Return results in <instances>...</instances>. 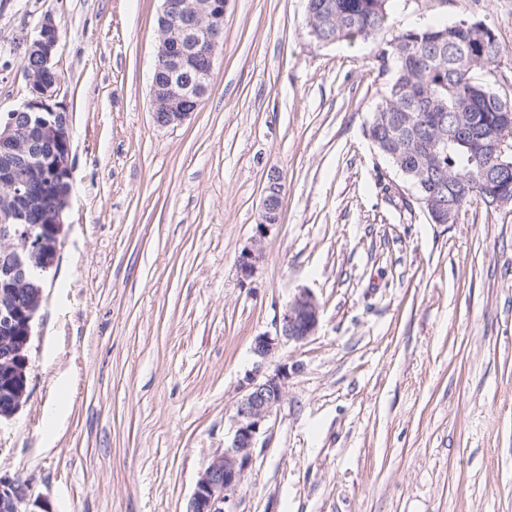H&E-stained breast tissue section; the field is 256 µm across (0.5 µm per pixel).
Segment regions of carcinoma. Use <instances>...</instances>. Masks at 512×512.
<instances>
[{
    "mask_svg": "<svg viewBox=\"0 0 512 512\" xmlns=\"http://www.w3.org/2000/svg\"><path fill=\"white\" fill-rule=\"evenodd\" d=\"M332 4L333 18L322 20V34L333 42L369 41L391 32L378 61L392 71L366 135L415 189L423 206L437 191L457 190L458 207L489 196L512 206V168L484 148L494 128L512 120V94L488 78L502 55L492 28L483 20L393 29L399 0H311ZM447 135V148L432 154L431 138Z\"/></svg>",
    "mask_w": 512,
    "mask_h": 512,
    "instance_id": "obj_1",
    "label": "carcinoma"
}]
</instances>
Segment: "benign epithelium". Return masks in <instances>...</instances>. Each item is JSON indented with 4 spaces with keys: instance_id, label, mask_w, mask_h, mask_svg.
Listing matches in <instances>:
<instances>
[{
    "instance_id": "benign-epithelium-1",
    "label": "benign epithelium",
    "mask_w": 512,
    "mask_h": 512,
    "mask_svg": "<svg viewBox=\"0 0 512 512\" xmlns=\"http://www.w3.org/2000/svg\"><path fill=\"white\" fill-rule=\"evenodd\" d=\"M160 41L152 79L154 122L163 127L183 124L208 93L215 58L223 40L224 0H163ZM59 31L51 18L37 26L29 42L25 68L29 97L18 111L24 113L26 139L15 130L14 118L0 124V420L13 418L28 397V349L44 301L43 273L59 256L64 214L71 192H55L42 203L49 187L73 180L68 113L57 101L60 75L54 58ZM48 147L45 157H33L27 144ZM487 148L499 156L512 152V123L499 126L488 138ZM280 178H268L262 201V221L250 245L237 255L240 281L252 280L263 254L265 227L279 222L280 210L269 208L278 193ZM454 188L448 201L435 200L430 215L437 224L455 220ZM17 237L22 250L14 248ZM21 291L24 304L9 295ZM321 308L314 295L301 291L275 319V334L254 338L253 367L240 384L234 413V434L229 446L217 452L199 477L187 512H237L238 495L253 462V451L267 421L279 407L290 376L288 364L268 371L278 349L314 335ZM0 512H50L34 501L27 485L0 476Z\"/></svg>"
}]
</instances>
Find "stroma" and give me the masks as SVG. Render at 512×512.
<instances>
[{
  "label": "stroma",
  "instance_id": "obj_1",
  "mask_svg": "<svg viewBox=\"0 0 512 512\" xmlns=\"http://www.w3.org/2000/svg\"><path fill=\"white\" fill-rule=\"evenodd\" d=\"M162 0H0V115L55 21L73 191L0 474L52 512H187L233 437L255 336L298 291L317 331L282 346L280 407L238 512H512V208L433 223L372 145L374 45L322 44L306 0H227L211 87L152 119ZM480 19L512 92V0H400L399 28ZM286 194L256 276L236 256Z\"/></svg>",
  "mask_w": 512,
  "mask_h": 512
}]
</instances>
